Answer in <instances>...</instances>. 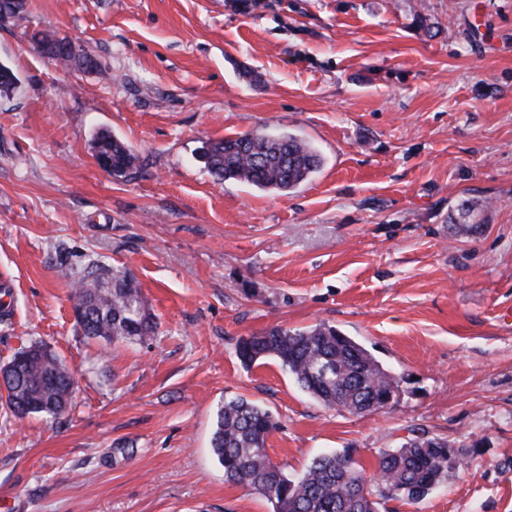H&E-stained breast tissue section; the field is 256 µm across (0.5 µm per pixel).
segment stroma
<instances>
[{"label":"stroma","instance_id":"1","mask_svg":"<svg viewBox=\"0 0 512 512\" xmlns=\"http://www.w3.org/2000/svg\"><path fill=\"white\" fill-rule=\"evenodd\" d=\"M0 24V366L43 341L76 378L47 421L0 405V512H270L225 483L210 438L242 397L268 452L373 469L418 434L461 466L386 512H512V0H26ZM42 30L91 55L66 68ZM255 130L324 164L284 194L215 183L203 141ZM108 132L142 167L102 172ZM464 199L477 230L449 216ZM131 272L156 316L139 345L75 327L69 275ZM325 322L399 381L387 408H325L240 337ZM131 447L126 457L121 447ZM30 39L40 54L47 57L49 53H54L56 62L64 66L77 65L85 69H92L96 65L95 60L87 55L81 56L74 62L72 56L63 48V45L68 42L65 38L39 31L32 33Z\"/></svg>","mask_w":512,"mask_h":512}]
</instances>
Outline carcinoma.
<instances>
[{
	"mask_svg": "<svg viewBox=\"0 0 512 512\" xmlns=\"http://www.w3.org/2000/svg\"><path fill=\"white\" fill-rule=\"evenodd\" d=\"M26 12V0H0V22ZM37 51L54 54L64 66L92 69L95 60H78L63 48L67 39L43 31L30 36ZM18 83L11 67L0 63V95ZM93 150L112 158V176L140 170L139 156L121 140L102 132ZM201 158L218 182L237 181L262 190L290 192L308 181L322 158L309 143L287 133L252 131L201 146ZM69 299L79 330L88 339L144 342L157 325L141 288L129 272H112L101 263L87 265L73 278ZM236 353L247 368L276 360L299 388L323 406L365 415L386 408L399 381L359 342L326 323L304 329L275 326L238 339ZM11 380L0 399L16 418L63 414L74 380L66 364L41 342L22 347L5 366ZM279 421L244 398L222 402L215 414L211 448L224 468V481L261 495L271 512H379L381 501L414 502L448 480L458 468L456 450L441 438L415 436L381 452L372 473L349 455L319 456L298 477H290L267 452Z\"/></svg>",
	"mask_w": 512,
	"mask_h": 512,
	"instance_id": "1",
	"label": "carcinoma"
}]
</instances>
